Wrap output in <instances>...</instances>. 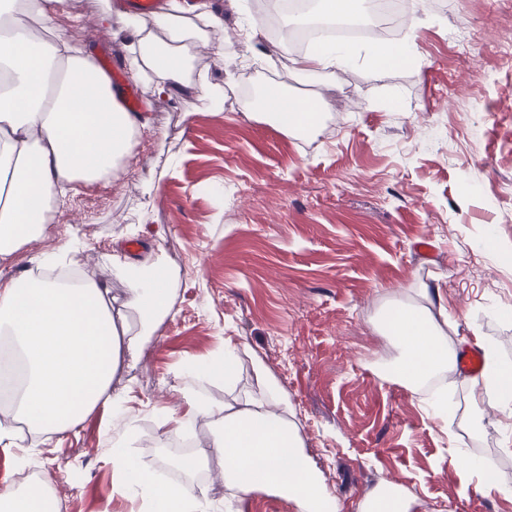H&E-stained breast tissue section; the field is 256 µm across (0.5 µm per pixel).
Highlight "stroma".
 <instances>
[{"label":"stroma","mask_w":512,"mask_h":512,"mask_svg":"<svg viewBox=\"0 0 512 512\" xmlns=\"http://www.w3.org/2000/svg\"><path fill=\"white\" fill-rule=\"evenodd\" d=\"M114 2L67 0L96 28L64 34L102 61L128 54ZM209 2L223 23L183 85L163 96L137 83L163 138H136L140 165L81 188L44 236L0 265V279L22 275L73 229L75 268L101 271L117 297L127 281L116 256H147L178 276L172 315L143 339L137 368L112 381L133 425L101 409L77 433L44 444L23 436L31 467L53 472L62 512H134L113 490L111 446L123 436L142 468L211 492L220 458L182 470L169 455L182 438L161 436L159 424L184 411L181 365L229 338L247 347L232 394L260 397L262 362L340 512H358L384 483L403 488L409 512H512V410L457 370L440 424L385 375L397 350L378 326L390 301L437 308L449 344L482 340L512 364V0H421L411 60L313 76L262 29L227 48L251 2ZM107 13L111 25H98ZM255 82L324 99L333 130L308 137L263 118L239 97ZM205 85L223 87V109L201 100ZM151 178L159 193H148ZM136 213L146 223H127ZM424 286L438 297L425 298ZM479 452L495 485L466 473Z\"/></svg>","instance_id":"obj_1"}]
</instances>
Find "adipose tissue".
<instances>
[{
  "label": "adipose tissue",
  "instance_id": "obj_1",
  "mask_svg": "<svg viewBox=\"0 0 512 512\" xmlns=\"http://www.w3.org/2000/svg\"><path fill=\"white\" fill-rule=\"evenodd\" d=\"M65 0H0V264L48 229L47 212L64 206L79 186L111 176L148 128L142 115L125 111L114 98L109 77L91 55H76L59 29ZM184 6L169 0L156 25L168 40L129 24L133 38L128 67L138 78L165 92L179 85L191 60L190 38L179 26ZM25 22H17L16 14ZM270 118L304 133L316 130L324 105L271 90L263 97ZM68 245L35 260L28 273L0 280V355L23 362V377L6 409L0 410V446L17 445L19 429L53 438L74 432L98 408L126 416L112 378L123 367L132 344L126 340L124 313L137 311L145 334L154 333L173 310L174 277L162 265L143 259L124 299L92 278L64 281L50 272L62 264ZM380 329L399 355L395 377L418 394L427 412L448 418L447 374L456 351L430 308L388 307ZM484 390L505 407L512 405V364L483 348ZM239 345L206 362H190L179 373L186 411L162 429L181 431L199 416H216L219 430L185 468L220 454L224 484L239 495L271 490L296 512H340L322 485L288 402L263 364H256L264 397L217 403L197 391L198 383L231 385L237 375ZM117 494L141 502L144 512H211L206 494L184 484L160 482L135 468L122 441L112 445ZM0 512H59L49 478L23 488H0Z\"/></svg>",
  "mask_w": 512,
  "mask_h": 512
}]
</instances>
